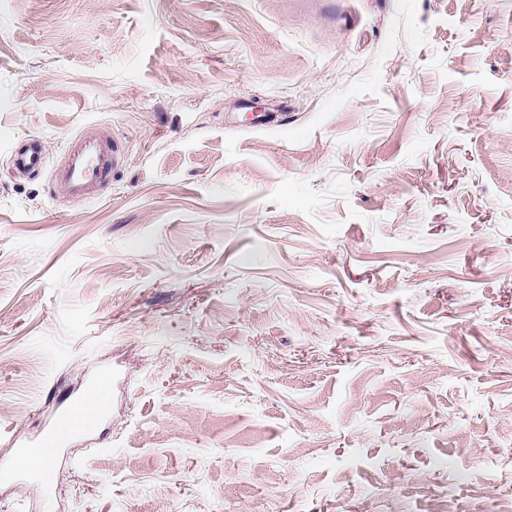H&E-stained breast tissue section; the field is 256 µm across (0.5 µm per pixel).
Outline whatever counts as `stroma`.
<instances>
[{"instance_id": "1", "label": "stroma", "mask_w": 512, "mask_h": 512, "mask_svg": "<svg viewBox=\"0 0 512 512\" xmlns=\"http://www.w3.org/2000/svg\"><path fill=\"white\" fill-rule=\"evenodd\" d=\"M437 500L512 512V0H0V512ZM74 141L68 160L52 176L65 195L78 202L96 196L95 188L112 176L125 153L116 140L94 127L83 130ZM26 142L24 147L14 149L13 164L19 171L38 173L44 166L42 155L33 141ZM102 387L99 382L90 384L83 394L72 398L66 409L58 415L52 427L47 433L48 442L52 443V448H41L38 453L29 459V467L36 472H40L44 464L50 462L54 448H60L65 445L64 441L58 440L57 437L62 431H69L74 434L89 433L93 431L95 426L84 424V408L87 400L93 399L88 403L87 410L94 412L102 408L105 402L102 399H95L101 396Z\"/></svg>"}]
</instances>
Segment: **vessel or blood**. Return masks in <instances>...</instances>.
Wrapping results in <instances>:
<instances>
[{
  "mask_svg": "<svg viewBox=\"0 0 512 512\" xmlns=\"http://www.w3.org/2000/svg\"><path fill=\"white\" fill-rule=\"evenodd\" d=\"M124 158L121 145L111 137L89 127L76 135L75 144L65 164L53 173L54 180L66 196L73 201H84L95 197V189L112 175L113 169ZM13 164L23 172L41 171L44 162L34 142H27L22 148L14 149ZM100 383L90 384L82 395L72 398L66 409L58 415L47 433L54 447H61L58 435L68 431L74 434L92 432V425L83 421L87 400L100 396Z\"/></svg>",
  "mask_w": 512,
  "mask_h": 512,
  "instance_id": "vessel-or-blood-1",
  "label": "vessel or blood"
}]
</instances>
